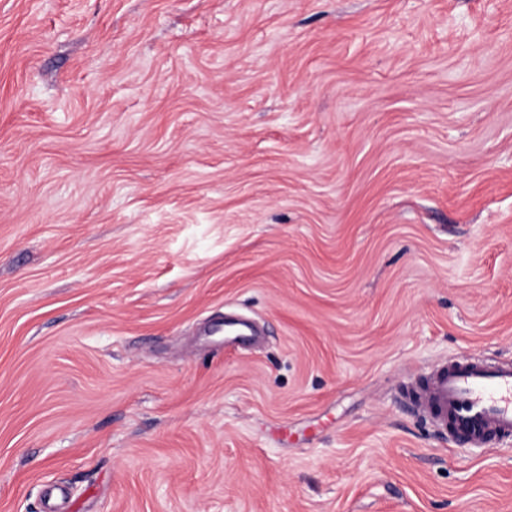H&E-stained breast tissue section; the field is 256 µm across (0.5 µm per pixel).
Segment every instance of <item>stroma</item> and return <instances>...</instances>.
Returning <instances> with one entry per match:
<instances>
[{
  "mask_svg": "<svg viewBox=\"0 0 512 512\" xmlns=\"http://www.w3.org/2000/svg\"><path fill=\"white\" fill-rule=\"evenodd\" d=\"M463 357L512 0H0V512H512V439L401 394Z\"/></svg>",
  "mask_w": 512,
  "mask_h": 512,
  "instance_id": "35a3bbf8",
  "label": "stroma"
}]
</instances>
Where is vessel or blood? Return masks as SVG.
<instances>
[{"instance_id":"obj_1","label":"vessel or blood","mask_w":512,"mask_h":512,"mask_svg":"<svg viewBox=\"0 0 512 512\" xmlns=\"http://www.w3.org/2000/svg\"><path fill=\"white\" fill-rule=\"evenodd\" d=\"M406 397L432 425L471 446L512 436V364L446 361L422 375Z\"/></svg>"}]
</instances>
